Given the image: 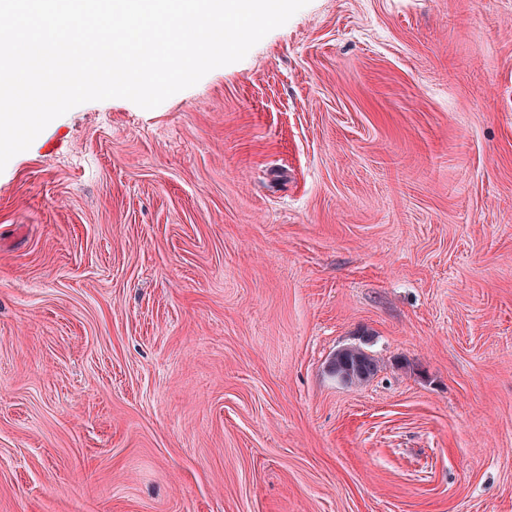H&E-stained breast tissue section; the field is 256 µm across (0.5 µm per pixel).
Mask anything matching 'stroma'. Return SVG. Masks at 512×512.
<instances>
[{
    "mask_svg": "<svg viewBox=\"0 0 512 512\" xmlns=\"http://www.w3.org/2000/svg\"><path fill=\"white\" fill-rule=\"evenodd\" d=\"M0 512H512V0H310L15 155ZM339 363L350 368L356 377L357 383L367 380L376 369L374 360L361 349L357 352L346 354L344 360L340 359Z\"/></svg>",
    "mask_w": 512,
    "mask_h": 512,
    "instance_id": "1",
    "label": "stroma"
}]
</instances>
